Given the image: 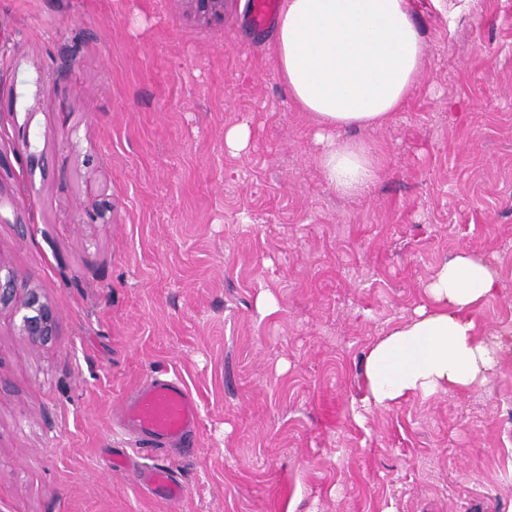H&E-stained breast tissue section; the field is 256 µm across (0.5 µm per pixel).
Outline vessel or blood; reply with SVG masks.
<instances>
[{"label": "vessel or blood", "instance_id": "obj_1", "mask_svg": "<svg viewBox=\"0 0 512 512\" xmlns=\"http://www.w3.org/2000/svg\"><path fill=\"white\" fill-rule=\"evenodd\" d=\"M278 4L279 0H252L253 26L266 27L275 17ZM199 417L196 398L177 378H151L125 398L120 410L121 426L139 435L143 452L174 443L193 444ZM135 479L171 502L180 501L186 492L182 482L164 466L139 471Z\"/></svg>", "mask_w": 512, "mask_h": 512}]
</instances>
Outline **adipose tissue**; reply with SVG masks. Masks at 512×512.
I'll list each match as a JSON object with an SVG mask.
<instances>
[{
  "instance_id": "adipose-tissue-1",
  "label": "adipose tissue",
  "mask_w": 512,
  "mask_h": 512,
  "mask_svg": "<svg viewBox=\"0 0 512 512\" xmlns=\"http://www.w3.org/2000/svg\"><path fill=\"white\" fill-rule=\"evenodd\" d=\"M274 44L288 95L315 128L325 184L364 192L378 177V152L343 134L380 126L416 92L425 40L412 0H281ZM500 291L496 268L473 252L444 262L426 304L370 348L366 402L386 408L483 384L502 346L480 337L476 313Z\"/></svg>"
}]
</instances>
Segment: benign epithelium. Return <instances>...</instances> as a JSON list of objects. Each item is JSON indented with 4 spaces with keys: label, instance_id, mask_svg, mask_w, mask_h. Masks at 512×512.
<instances>
[{
    "label": "benign epithelium",
    "instance_id": "obj_1",
    "mask_svg": "<svg viewBox=\"0 0 512 512\" xmlns=\"http://www.w3.org/2000/svg\"><path fill=\"white\" fill-rule=\"evenodd\" d=\"M188 10L204 20L219 19L224 15V0H183ZM21 288L18 275L0 264V309L11 308L19 319L18 330L31 343L38 345L52 340L55 335L57 309L35 287Z\"/></svg>",
    "mask_w": 512,
    "mask_h": 512
}]
</instances>
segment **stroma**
Instances as JSON below:
<instances>
[{
    "mask_svg": "<svg viewBox=\"0 0 512 512\" xmlns=\"http://www.w3.org/2000/svg\"><path fill=\"white\" fill-rule=\"evenodd\" d=\"M413 6L419 88L348 131L381 169L347 197L248 0L209 23L182 0H0V264L58 309L43 345L0 310V512H512V12ZM465 248L504 286L477 314L497 368L369 406L370 347ZM160 373L200 405L193 447L140 459L175 503L112 468L138 448L115 414ZM250 138L251 128L246 123L235 124L224 130V146L235 153L246 150ZM134 476L138 483L147 486L153 493L170 502H178L185 495V486L167 467H153L139 471Z\"/></svg>",
    "mask_w": 512,
    "mask_h": 512,
    "instance_id": "stroma-1",
    "label": "stroma"
}]
</instances>
